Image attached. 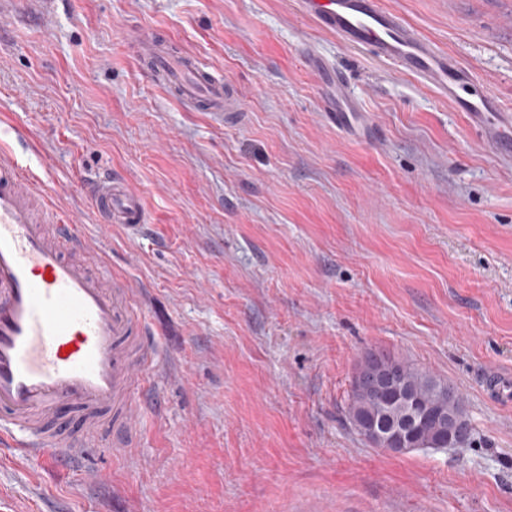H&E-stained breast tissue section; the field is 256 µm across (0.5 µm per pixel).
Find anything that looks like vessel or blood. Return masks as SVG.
Returning a JSON list of instances; mask_svg holds the SVG:
<instances>
[{"instance_id": "obj_1", "label": "vessel or blood", "mask_w": 512, "mask_h": 512, "mask_svg": "<svg viewBox=\"0 0 512 512\" xmlns=\"http://www.w3.org/2000/svg\"><path fill=\"white\" fill-rule=\"evenodd\" d=\"M294 4L341 45L370 51L392 73L412 76L455 103L500 159H512V113L476 92L471 72L384 0ZM136 49L140 70L183 104L239 111L232 85L192 57L167 53L162 37H140ZM301 53L325 85L328 116L344 130L358 125L362 108L345 75L313 48ZM87 193L103 224L139 232L141 198L124 179L104 170ZM43 195L12 157L0 155V442L17 444L26 459L44 465L76 459L86 454L99 419L108 417L117 456L135 445L136 393L147 385L154 351L136 323L134 289L103 273V254L89 245L83 225L51 205L45 220L36 218L33 200ZM62 405L82 418L85 435L56 425Z\"/></svg>"}]
</instances>
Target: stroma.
Instances as JSON below:
<instances>
[{
	"mask_svg": "<svg viewBox=\"0 0 512 512\" xmlns=\"http://www.w3.org/2000/svg\"><path fill=\"white\" fill-rule=\"evenodd\" d=\"M385 2L512 110V0ZM148 32L235 87L234 122L140 76ZM306 44L367 110L355 130L328 121ZM1 146L107 248L160 361L126 457L0 446V512H512V164L465 113L293 0H18ZM105 169L140 196V233L101 226L85 186ZM372 350L454 386L470 442L360 436L348 395Z\"/></svg>",
	"mask_w": 512,
	"mask_h": 512,
	"instance_id": "1",
	"label": "stroma"
}]
</instances>
